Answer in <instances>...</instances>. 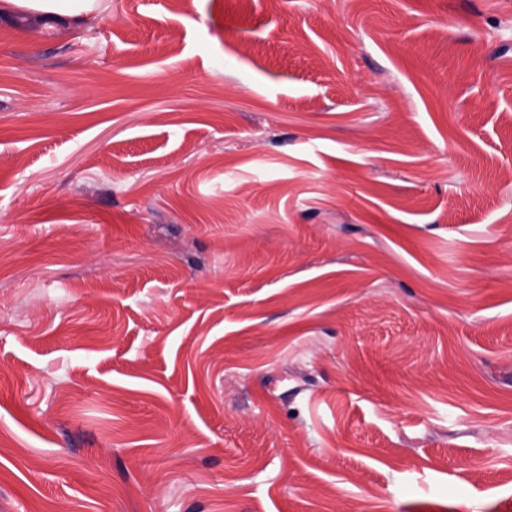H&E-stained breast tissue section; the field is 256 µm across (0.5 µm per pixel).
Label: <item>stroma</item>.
Instances as JSON below:
<instances>
[{"label":"stroma","instance_id":"stroma-1","mask_svg":"<svg viewBox=\"0 0 512 512\" xmlns=\"http://www.w3.org/2000/svg\"><path fill=\"white\" fill-rule=\"evenodd\" d=\"M0 512H512V0L0 16Z\"/></svg>","mask_w":512,"mask_h":512}]
</instances>
